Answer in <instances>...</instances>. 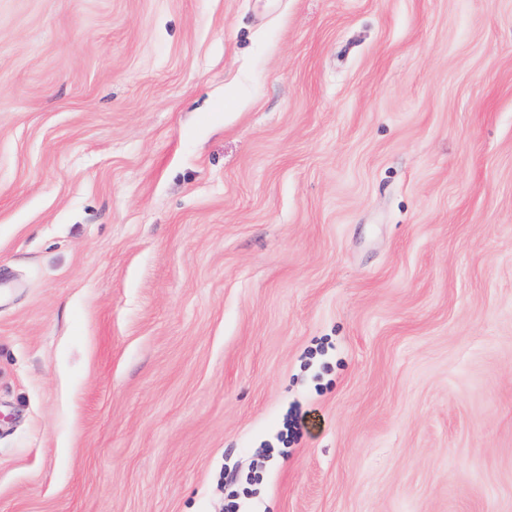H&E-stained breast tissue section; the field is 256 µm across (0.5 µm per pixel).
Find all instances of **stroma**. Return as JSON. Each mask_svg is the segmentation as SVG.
<instances>
[{"label":"stroma","instance_id":"obj_1","mask_svg":"<svg viewBox=\"0 0 512 512\" xmlns=\"http://www.w3.org/2000/svg\"><path fill=\"white\" fill-rule=\"evenodd\" d=\"M512 512V0H0V512Z\"/></svg>","mask_w":512,"mask_h":512}]
</instances>
